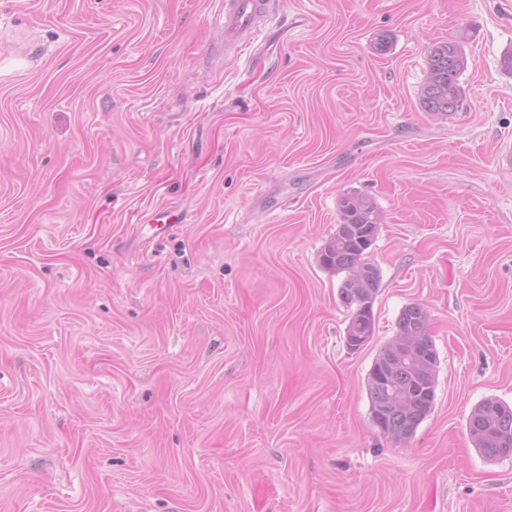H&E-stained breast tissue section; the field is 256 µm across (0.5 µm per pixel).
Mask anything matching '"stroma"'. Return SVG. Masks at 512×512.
<instances>
[{
    "label": "stroma",
    "mask_w": 512,
    "mask_h": 512,
    "mask_svg": "<svg viewBox=\"0 0 512 512\" xmlns=\"http://www.w3.org/2000/svg\"><path fill=\"white\" fill-rule=\"evenodd\" d=\"M220 9L0 0V512H512L467 430L512 405V0H269L240 52ZM346 194L381 215L356 351ZM413 303L435 401L396 441L367 378ZM467 66L460 42H441L428 51L427 78L421 88L419 102L426 112L443 115L457 112L461 105L459 76ZM448 90L454 96L448 99ZM340 224L336 234L331 237L319 254L321 267L347 275L339 286L341 302L351 310V318L346 329V337L351 336L354 346L360 345L363 335L367 333V344L374 332L373 306L380 282L378 268L365 257L372 246L380 224L379 212L375 203L368 197L360 195L343 196L338 203ZM366 268L363 275L351 278V275ZM358 299L367 303L364 316L353 323L352 312L356 309ZM360 336V338H357ZM365 344L356 347L361 349Z\"/></svg>",
    "instance_id": "35a3bbf8"
}]
</instances>
